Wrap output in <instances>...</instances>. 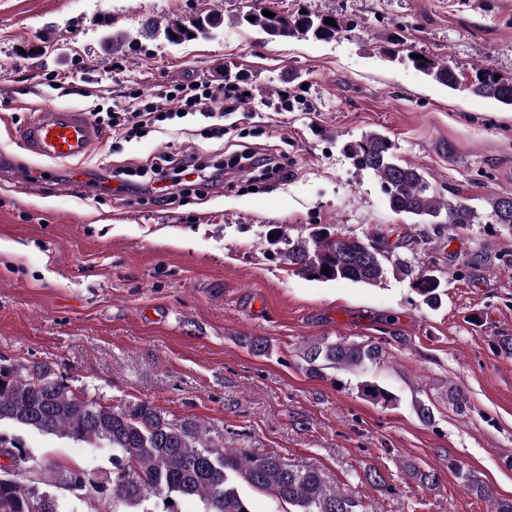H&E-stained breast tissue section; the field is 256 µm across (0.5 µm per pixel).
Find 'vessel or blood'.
<instances>
[{"mask_svg":"<svg viewBox=\"0 0 512 512\" xmlns=\"http://www.w3.org/2000/svg\"><path fill=\"white\" fill-rule=\"evenodd\" d=\"M102 135L84 112L49 104L37 110L19 134L22 150L51 163L88 156Z\"/></svg>","mask_w":512,"mask_h":512,"instance_id":"b4317fda","label":"vessel or blood"}]
</instances>
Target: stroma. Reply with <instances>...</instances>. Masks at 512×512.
<instances>
[{
  "label": "stroma",
  "instance_id": "1",
  "mask_svg": "<svg viewBox=\"0 0 512 512\" xmlns=\"http://www.w3.org/2000/svg\"><path fill=\"white\" fill-rule=\"evenodd\" d=\"M255 0H0V358L49 365L76 393L122 408L147 401L205 424L227 448L318 469L368 512H488L457 469L512 499V232L489 223L488 196H512V108L449 90L407 61L426 56L474 79L512 78V0H270L354 24L330 42L273 39L237 25ZM207 13L222 25L182 44L145 37ZM397 39L399 59L380 48ZM134 41L136 53L113 40ZM240 79L249 98L224 115L223 137L198 115L129 140L105 134L80 162L47 164L14 135L52 103L109 109L122 95L172 81ZM84 79L90 96L70 93ZM287 92V109L272 101ZM378 132L397 160L421 168L443 197L477 209L465 226L415 224L392 212L377 177L344 144ZM251 149L284 175L228 166L201 193L155 202L117 192L116 169L164 153L216 162ZM323 227L370 237L402 264L373 286L301 278L280 240ZM430 269L437 308L411 287ZM268 348L256 352L251 338ZM376 342L385 361L309 373L307 342ZM371 380L396 397L363 399ZM457 386L463 406L448 400ZM424 402L431 423L414 409ZM36 465L109 468L107 455L19 430ZM377 471L381 484L366 480ZM436 470L423 487L416 470Z\"/></svg>",
  "mask_w": 512,
  "mask_h": 512
}]
</instances>
